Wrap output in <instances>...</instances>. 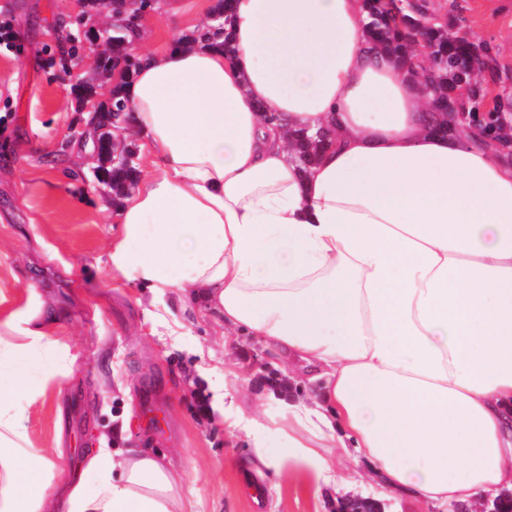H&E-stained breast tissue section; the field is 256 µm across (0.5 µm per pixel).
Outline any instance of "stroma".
<instances>
[{
    "instance_id": "35a3bbf8",
    "label": "stroma",
    "mask_w": 512,
    "mask_h": 512,
    "mask_svg": "<svg viewBox=\"0 0 512 512\" xmlns=\"http://www.w3.org/2000/svg\"><path fill=\"white\" fill-rule=\"evenodd\" d=\"M217 0H157L141 22L133 54L163 51L209 22ZM438 16L460 19L496 48V70L483 75L492 95L512 100V0H430ZM22 55L0 53V381L26 370L27 389L5 393L4 407L25 411L27 446L63 452L77 468L95 440L123 427L121 447L171 453L187 479L194 512H334L340 496L380 502L382 512H448L382 496L377 475L354 486L340 478H283L250 466L252 450L201 414L196 388L223 370L239 378L235 403L248 416L278 413L282 402L315 395L297 365L224 329L177 290L150 293L109 260L120 233L112 190L94 173L81 136L86 113L73 88L99 79L96 53L78 33L74 0H0ZM43 325L44 346L25 331ZM58 375L43 381L42 366Z\"/></svg>"
}]
</instances>
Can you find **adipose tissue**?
I'll return each mask as SVG.
<instances>
[{
    "mask_svg": "<svg viewBox=\"0 0 512 512\" xmlns=\"http://www.w3.org/2000/svg\"><path fill=\"white\" fill-rule=\"evenodd\" d=\"M223 37L148 52L124 87L153 169L126 197L114 269L175 288L315 371L322 400L214 411L278 475L353 446L424 504L512 488V165L435 130L423 85L368 43L362 0H231ZM279 116L267 121L264 110ZM333 127L301 168L293 130ZM0 408V512H190L148 448L100 443L78 478Z\"/></svg>",
    "mask_w": 512,
    "mask_h": 512,
    "instance_id": "obj_1",
    "label": "adipose tissue"
}]
</instances>
